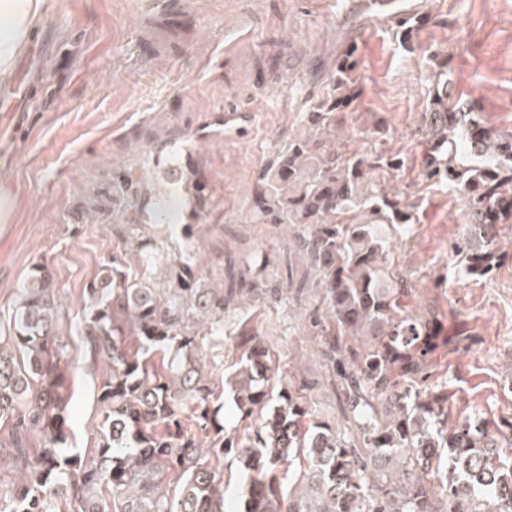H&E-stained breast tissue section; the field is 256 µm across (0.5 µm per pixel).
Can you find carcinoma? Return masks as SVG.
I'll return each instance as SVG.
<instances>
[{
  "label": "carcinoma",
  "mask_w": 512,
  "mask_h": 512,
  "mask_svg": "<svg viewBox=\"0 0 512 512\" xmlns=\"http://www.w3.org/2000/svg\"><path fill=\"white\" fill-rule=\"evenodd\" d=\"M345 56L331 94L307 114L313 133L281 146L253 194L264 224L302 228L325 319L323 358L341 385L344 430L324 420L300 390L277 377L258 335L244 337L232 371L218 383L200 364L197 336L223 332L224 305L236 293L201 287L190 246L176 252L139 246L143 274L107 266L86 288L79 333L105 364L96 456L66 454L68 399L64 345L52 271L34 268L22 289L10 347L0 344V422L11 424L12 485L0 487V512H224L216 468L233 454L246 476L240 512H512V467L484 421L448 425V391L422 387L440 345L438 313L409 310L410 281L387 265L392 238L411 216L395 194L368 181L377 168L360 152L338 153L336 108L351 102ZM424 178L456 183L467 200L471 237L458 253L467 273L488 278L504 256L499 227L512 222V131L494 134L476 115L454 109L439 80L423 115ZM193 236L207 197L192 183ZM144 205L165 222L167 198L146 187ZM162 286L149 280L152 271ZM247 422L224 425L218 388ZM193 428H187V422ZM41 453L30 458L26 437ZM181 481L178 494L165 479Z\"/></svg>",
  "instance_id": "1"
}]
</instances>
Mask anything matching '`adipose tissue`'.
<instances>
[{
  "instance_id": "obj_1",
  "label": "adipose tissue",
  "mask_w": 512,
  "mask_h": 512,
  "mask_svg": "<svg viewBox=\"0 0 512 512\" xmlns=\"http://www.w3.org/2000/svg\"><path fill=\"white\" fill-rule=\"evenodd\" d=\"M50 8V0H0V83L11 78L19 49Z\"/></svg>"
}]
</instances>
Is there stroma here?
Segmentation results:
<instances>
[{"instance_id": "35a3bbf8", "label": "stroma", "mask_w": 512, "mask_h": 512, "mask_svg": "<svg viewBox=\"0 0 512 512\" xmlns=\"http://www.w3.org/2000/svg\"><path fill=\"white\" fill-rule=\"evenodd\" d=\"M52 0L36 33L51 30L34 111L0 113V179L16 206L0 223V336L10 335L22 288L36 265L53 272L57 333L71 392L68 446L93 457L106 376L76 332L85 288L102 267L139 270L136 247L153 240L175 252L187 223L184 181H172L168 221L157 236L151 213L128 182L162 178L159 145L180 146L208 187L190 242L206 287L224 290L226 259H268L272 282L246 286L224 310V334L204 337L198 356L214 377L238 359L240 334L266 336L280 375L305 385L319 410L342 405L309 327L322 307L307 278L298 228L256 223L251 191L275 149L306 131V114L333 90L353 53L351 104L335 112L337 151L396 156L378 187L411 204V231L396 238L392 267L413 284L416 315L436 309L448 338L428 370L448 387V419L466 412L490 428L512 425V258L492 277L469 276L455 246L469 233L455 184L426 181L419 132L439 65L448 90L501 132L512 130V0H414L424 21L402 44L400 23L365 0ZM250 35L237 39L242 24ZM242 113L241 129L212 133L206 119ZM138 232H131L132 220Z\"/></svg>"}]
</instances>
